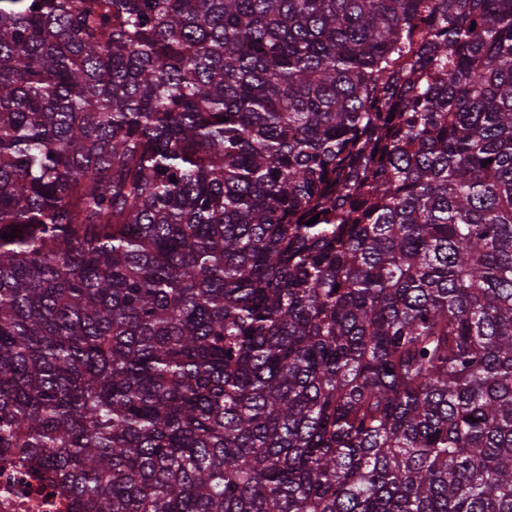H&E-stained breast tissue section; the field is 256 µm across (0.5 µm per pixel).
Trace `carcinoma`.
Wrapping results in <instances>:
<instances>
[{
    "instance_id": "obj_1",
    "label": "carcinoma",
    "mask_w": 512,
    "mask_h": 512,
    "mask_svg": "<svg viewBox=\"0 0 512 512\" xmlns=\"http://www.w3.org/2000/svg\"><path fill=\"white\" fill-rule=\"evenodd\" d=\"M13 228L75 512H512V0H0Z\"/></svg>"
}]
</instances>
